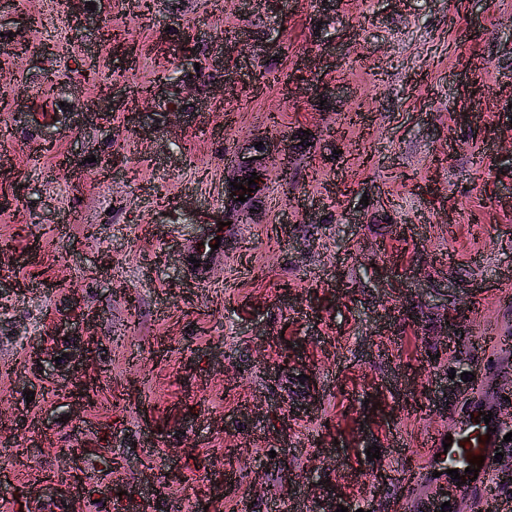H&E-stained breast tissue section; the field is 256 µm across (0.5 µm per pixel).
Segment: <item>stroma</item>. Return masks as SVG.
I'll list each match as a JSON object with an SVG mask.
<instances>
[{
	"label": "stroma",
	"mask_w": 512,
	"mask_h": 512,
	"mask_svg": "<svg viewBox=\"0 0 512 512\" xmlns=\"http://www.w3.org/2000/svg\"><path fill=\"white\" fill-rule=\"evenodd\" d=\"M94 3L0 0V512H428L512 432V0ZM479 412H482V415H479ZM489 412H493V417L489 426H486L484 415L489 418ZM471 414H474V418H471ZM476 420H480V423H476ZM488 428L495 429V433L488 432ZM488 435H491V438H488ZM445 436H452V440H445ZM443 442L451 443L447 454H444ZM431 447L437 448V451L430 454L429 459L438 471L442 472L443 485L448 493L457 496L461 501L479 498L486 511L511 510L510 501L501 499L494 487L500 480L499 475L492 468L494 456L502 452L506 446L501 439L498 418L493 410L478 407L466 415L452 418L451 423L448 424V434L432 440ZM496 447H499V450H496ZM436 454H440V457H436ZM478 456H485V460L477 479L471 481V478H474V472L468 474L465 468L477 469L478 465L472 467L469 461L473 457L480 460ZM447 469H458L462 479H454V476L446 473ZM456 482H460V485H456Z\"/></svg>",
	"instance_id": "obj_1"
}]
</instances>
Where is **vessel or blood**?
Instances as JSON below:
<instances>
[{
	"mask_svg": "<svg viewBox=\"0 0 512 512\" xmlns=\"http://www.w3.org/2000/svg\"><path fill=\"white\" fill-rule=\"evenodd\" d=\"M498 426V421L479 423L467 414L454 417L448 426L450 443H443L439 438L431 442L432 447L441 451L433 464L444 473V485L450 494L464 501L479 499L486 512H512V502L501 499L495 490L499 476L492 463L497 447L503 444ZM478 456L484 462L478 476L473 477L466 469L470 459ZM456 469L462 471L461 479H454L452 472Z\"/></svg>",
	"mask_w": 512,
	"mask_h": 512,
	"instance_id": "vessel-or-blood-1",
	"label": "vessel or blood"
}]
</instances>
